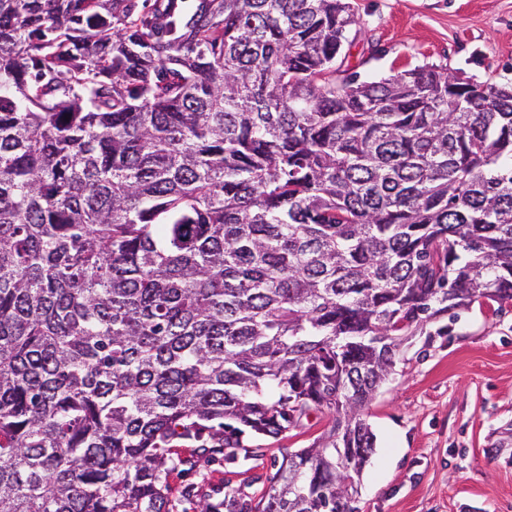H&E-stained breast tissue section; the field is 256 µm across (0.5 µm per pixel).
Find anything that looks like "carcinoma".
<instances>
[{
  "label": "carcinoma",
  "instance_id": "1",
  "mask_svg": "<svg viewBox=\"0 0 512 512\" xmlns=\"http://www.w3.org/2000/svg\"><path fill=\"white\" fill-rule=\"evenodd\" d=\"M349 0H0V512H171L174 441L359 512L402 343L512 301V83L339 62ZM345 454V463L337 462Z\"/></svg>",
  "mask_w": 512,
  "mask_h": 512
}]
</instances>
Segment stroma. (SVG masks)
<instances>
[{
	"label": "stroma",
	"instance_id": "obj_1",
	"mask_svg": "<svg viewBox=\"0 0 512 512\" xmlns=\"http://www.w3.org/2000/svg\"><path fill=\"white\" fill-rule=\"evenodd\" d=\"M360 30L344 66L371 81L436 64L476 81L512 82V0H350ZM447 335H438L440 324ZM376 450L359 512H512V304L482 299L405 342L366 411ZM332 417L311 412L279 436L246 433L250 459L228 464L178 442L173 512H195L189 483L258 497L282 455L310 447Z\"/></svg>",
	"mask_w": 512,
	"mask_h": 512
}]
</instances>
